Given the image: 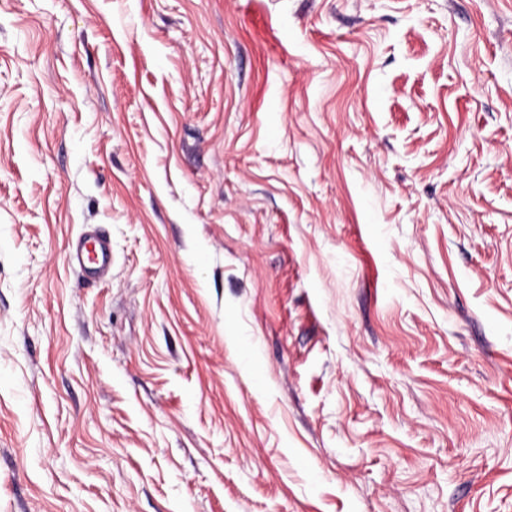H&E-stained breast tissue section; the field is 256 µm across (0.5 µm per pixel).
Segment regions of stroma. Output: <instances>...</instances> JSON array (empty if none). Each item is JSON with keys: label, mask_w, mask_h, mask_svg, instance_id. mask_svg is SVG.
Instances as JSON below:
<instances>
[{"label": "stroma", "mask_w": 512, "mask_h": 512, "mask_svg": "<svg viewBox=\"0 0 512 512\" xmlns=\"http://www.w3.org/2000/svg\"><path fill=\"white\" fill-rule=\"evenodd\" d=\"M0 512H512V0H0ZM95 245L86 246V240L79 239L76 246L69 252L71 261H76L80 270L90 279L97 281L112 265V252L106 237L102 233L94 237Z\"/></svg>", "instance_id": "35a3bbf8"}]
</instances>
